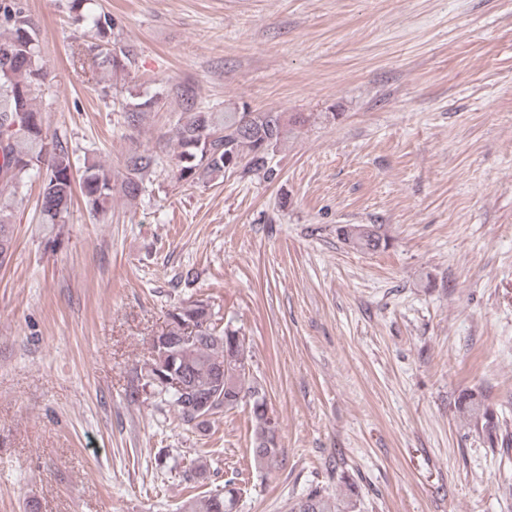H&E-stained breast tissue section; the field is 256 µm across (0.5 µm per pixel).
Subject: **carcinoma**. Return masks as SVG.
<instances>
[{"label":"carcinoma","instance_id":"1","mask_svg":"<svg viewBox=\"0 0 512 512\" xmlns=\"http://www.w3.org/2000/svg\"><path fill=\"white\" fill-rule=\"evenodd\" d=\"M94 43L81 65L92 72L102 69L110 75L123 74L134 63L130 48L117 47L120 25L111 14L90 12L81 16ZM47 71L42 63L38 28L28 13L24 0H0V266L11 257L13 247L12 218L14 209L23 204L29 183L40 182L36 210L39 223L55 227L68 223L75 189H80L85 208L91 213H103L112 203V192L119 190L129 200L143 195L146 181L158 165V155L147 149H132L124 160L121 181L112 178V170L101 165L84 167L74 176L73 151L68 140L49 134L37 100L44 92ZM178 101L181 112L174 126L164 136L176 145L175 167L177 180L189 186L204 183L228 171L257 175L272 182L279 177L273 159L288 141L290 126L305 122L302 117L290 119L282 112H253L247 107L213 109L204 104L196 87L190 82L172 85L169 90ZM158 94L136 97L121 104L123 123L137 128L148 112L160 107ZM349 225L337 228L340 238L360 251L386 248L388 241L377 224H368L355 235L347 232ZM203 300L182 302L169 313L167 344L157 349L150 359L154 368L141 376L143 383L134 388L147 390L176 408L185 426L192 425V409L199 399L207 402L205 412L213 415L230 411L240 404L243 389L251 391L250 452L260 458L257 466L271 470L281 463L279 439L269 435L267 413L270 406L264 386L250 374L245 365L232 363L239 353L238 329L225 325L205 324ZM195 319L200 327V340L195 344L179 343L183 328L177 318ZM225 358L224 381L213 373V362ZM187 377L186 388L173 396L163 376L169 369ZM470 417L483 421L489 443L497 439L496 424L488 409L469 397L460 402ZM304 498L308 504L303 512H355L353 500L333 499L322 488H312ZM239 488L228 481L224 488L200 493L185 505V512H237Z\"/></svg>","mask_w":512,"mask_h":512}]
</instances>
